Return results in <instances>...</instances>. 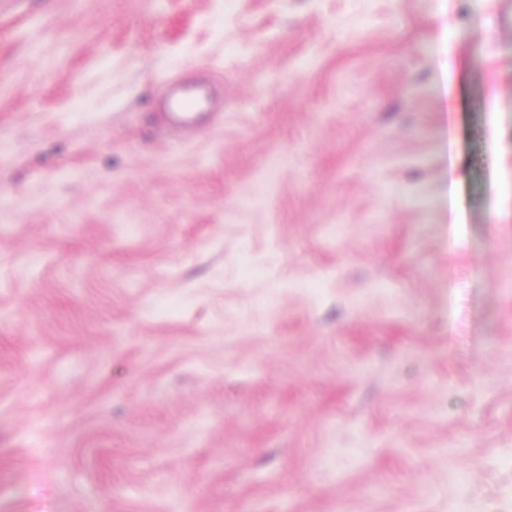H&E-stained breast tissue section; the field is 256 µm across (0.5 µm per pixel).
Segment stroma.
Instances as JSON below:
<instances>
[{
	"label": "stroma",
	"instance_id": "1",
	"mask_svg": "<svg viewBox=\"0 0 512 512\" xmlns=\"http://www.w3.org/2000/svg\"><path fill=\"white\" fill-rule=\"evenodd\" d=\"M509 456L512 0H0V512H512ZM167 123L174 129H196L209 122L211 94L204 85L171 82L161 103Z\"/></svg>",
	"mask_w": 512,
	"mask_h": 512
}]
</instances>
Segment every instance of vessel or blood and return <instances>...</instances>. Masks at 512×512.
Here are the masks:
<instances>
[{"label": "vessel or blood", "mask_w": 512, "mask_h": 512, "mask_svg": "<svg viewBox=\"0 0 512 512\" xmlns=\"http://www.w3.org/2000/svg\"><path fill=\"white\" fill-rule=\"evenodd\" d=\"M167 123L175 129H196L211 118V94L204 85L171 82L161 103Z\"/></svg>", "instance_id": "vessel-or-blood-1"}]
</instances>
